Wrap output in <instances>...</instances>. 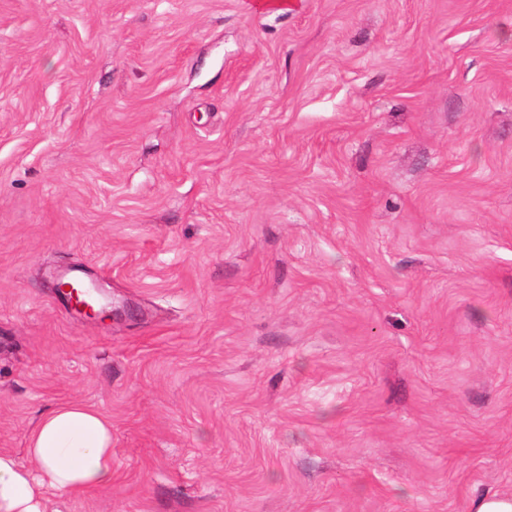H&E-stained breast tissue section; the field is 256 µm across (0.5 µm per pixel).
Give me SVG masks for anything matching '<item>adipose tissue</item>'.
Returning <instances> with one entry per match:
<instances>
[{"label": "adipose tissue", "mask_w": 512, "mask_h": 512, "mask_svg": "<svg viewBox=\"0 0 512 512\" xmlns=\"http://www.w3.org/2000/svg\"><path fill=\"white\" fill-rule=\"evenodd\" d=\"M24 466L0 451V512H48V490L80 494L112 483V425L84 405L43 415L29 435Z\"/></svg>", "instance_id": "adipose-tissue-1"}]
</instances>
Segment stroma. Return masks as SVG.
I'll use <instances>...</instances> for the list:
<instances>
[{
  "label": "stroma",
  "mask_w": 512,
  "mask_h": 512,
  "mask_svg": "<svg viewBox=\"0 0 512 512\" xmlns=\"http://www.w3.org/2000/svg\"><path fill=\"white\" fill-rule=\"evenodd\" d=\"M73 401L52 512L512 495V0H0V450Z\"/></svg>",
  "instance_id": "35a3bbf8"
}]
</instances>
